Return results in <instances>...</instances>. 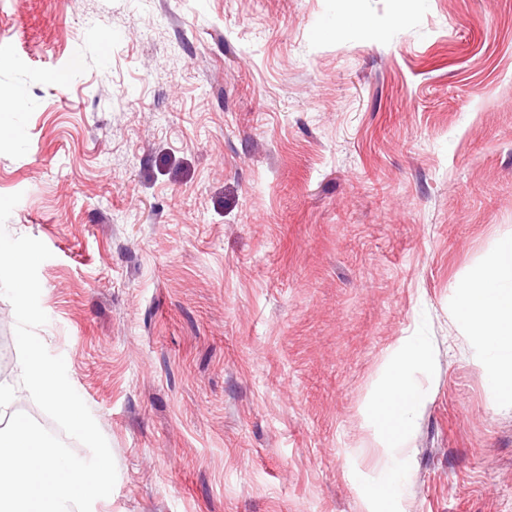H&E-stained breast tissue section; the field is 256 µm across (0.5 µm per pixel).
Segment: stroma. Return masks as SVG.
Segmentation results:
<instances>
[{"mask_svg":"<svg viewBox=\"0 0 512 512\" xmlns=\"http://www.w3.org/2000/svg\"><path fill=\"white\" fill-rule=\"evenodd\" d=\"M17 92L6 229L52 253L36 333L112 451L101 512H361L360 406L416 329L405 512H512L453 317L512 230V0H0Z\"/></svg>","mask_w":512,"mask_h":512,"instance_id":"35a3bbf8","label":"stroma"}]
</instances>
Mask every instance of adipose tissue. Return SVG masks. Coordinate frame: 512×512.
<instances>
[{
    "label": "adipose tissue",
    "instance_id": "ef3b65f1",
    "mask_svg": "<svg viewBox=\"0 0 512 512\" xmlns=\"http://www.w3.org/2000/svg\"><path fill=\"white\" fill-rule=\"evenodd\" d=\"M454 320L479 348L485 382L498 404L512 406V232L496 241L490 262L461 285ZM434 361L428 338L417 333L390 350L363 409L383 447H406L429 402L416 376L431 373Z\"/></svg>",
    "mask_w": 512,
    "mask_h": 512
}]
</instances>
